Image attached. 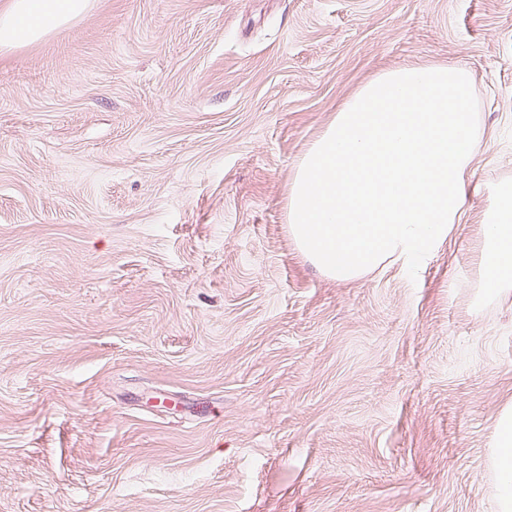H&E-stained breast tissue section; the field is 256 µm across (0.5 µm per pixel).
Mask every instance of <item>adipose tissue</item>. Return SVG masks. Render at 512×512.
Wrapping results in <instances>:
<instances>
[{
  "instance_id": "1",
  "label": "adipose tissue",
  "mask_w": 512,
  "mask_h": 512,
  "mask_svg": "<svg viewBox=\"0 0 512 512\" xmlns=\"http://www.w3.org/2000/svg\"><path fill=\"white\" fill-rule=\"evenodd\" d=\"M89 0H8L0 9V50L35 42L78 19ZM492 469L495 512H512V405L503 408L494 427Z\"/></svg>"
}]
</instances>
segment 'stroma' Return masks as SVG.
<instances>
[{
  "instance_id": "stroma-1",
  "label": "stroma",
  "mask_w": 512,
  "mask_h": 512,
  "mask_svg": "<svg viewBox=\"0 0 512 512\" xmlns=\"http://www.w3.org/2000/svg\"><path fill=\"white\" fill-rule=\"evenodd\" d=\"M435 64L472 182L512 178V0H90L0 51V512H494L485 196L414 281L329 279L286 224L339 105Z\"/></svg>"
}]
</instances>
